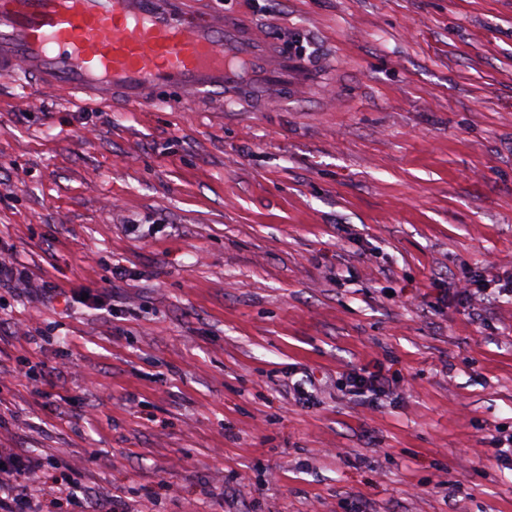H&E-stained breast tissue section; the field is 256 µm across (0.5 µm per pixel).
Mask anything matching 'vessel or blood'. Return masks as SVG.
Masks as SVG:
<instances>
[{"label":"vessel or blood","instance_id":"1","mask_svg":"<svg viewBox=\"0 0 512 512\" xmlns=\"http://www.w3.org/2000/svg\"><path fill=\"white\" fill-rule=\"evenodd\" d=\"M188 0H0V76L68 88L73 98L158 105L160 89L232 100L243 71L266 96L302 84L293 64L231 13L198 16Z\"/></svg>","mask_w":512,"mask_h":512}]
</instances>
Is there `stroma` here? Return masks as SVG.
Listing matches in <instances>:
<instances>
[{"instance_id": "35a3bbf8", "label": "stroma", "mask_w": 512, "mask_h": 512, "mask_svg": "<svg viewBox=\"0 0 512 512\" xmlns=\"http://www.w3.org/2000/svg\"><path fill=\"white\" fill-rule=\"evenodd\" d=\"M197 2L310 86L142 112L0 79V250L59 287L0 288L27 492L512 512V0ZM488 258L493 298L462 300Z\"/></svg>"}]
</instances>
